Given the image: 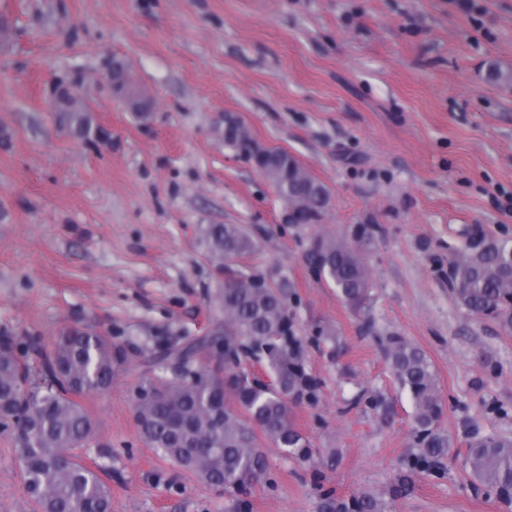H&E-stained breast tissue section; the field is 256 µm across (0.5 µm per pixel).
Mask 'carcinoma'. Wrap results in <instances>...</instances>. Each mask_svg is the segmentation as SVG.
Here are the masks:
<instances>
[{
  "label": "carcinoma",
  "instance_id": "carcinoma-1",
  "mask_svg": "<svg viewBox=\"0 0 512 512\" xmlns=\"http://www.w3.org/2000/svg\"><path fill=\"white\" fill-rule=\"evenodd\" d=\"M488 78L512 83V69L492 61ZM106 79L119 92L132 82L129 70L114 58ZM64 124L86 142L99 138L87 111L63 113ZM255 140L241 125L225 143L244 156ZM278 170L277 185L285 201L300 198L306 206L302 223L329 210L332 195L310 177L284 149L266 150L264 165ZM374 229L361 224L354 243L319 239L312 254L319 274L352 309L365 306L371 275L361 252ZM208 236L225 258L224 289L215 297L223 319L217 336H204L178 351L166 344L152 358V376L135 388V419L147 445L192 471L234 498L267 472L263 441L280 448L285 458L307 462L310 440L294 424L292 406L317 399L318 382L308 372V355L288 314L282 284L272 288L260 272H247L237 260L254 249L238 224H212ZM459 303L469 312L512 330V242L484 234L473 238L452 261ZM251 356L271 374V383L249 379L239 370L242 356ZM41 364L19 350L11 332L0 330V429L12 433L25 489L38 512H111V492L102 469L81 463L74 450L95 434L93 417L80 403L89 392H102L123 362L112 340L87 328L71 327L41 354ZM386 357L400 386L414 405L412 447L418 452L404 461L411 473L437 470L452 448L440 426L444 414L437 374L427 355L402 336L389 337ZM470 476L499 499H512V437L474 433L466 456ZM335 512H387L384 500L354 494L333 505Z\"/></svg>",
  "mask_w": 512,
  "mask_h": 512
}]
</instances>
